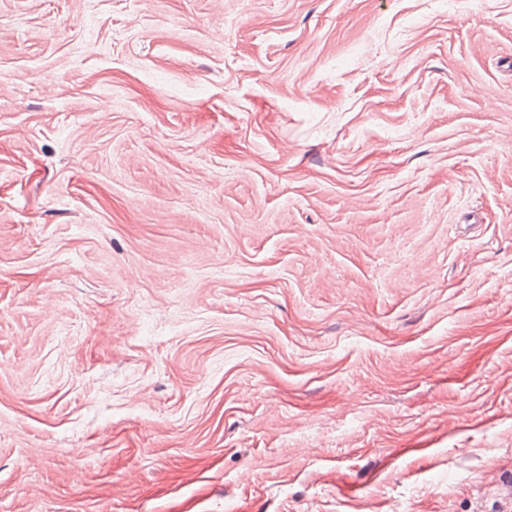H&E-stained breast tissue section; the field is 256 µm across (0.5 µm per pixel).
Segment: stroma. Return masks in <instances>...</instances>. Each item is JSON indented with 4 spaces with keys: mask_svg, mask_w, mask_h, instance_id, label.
<instances>
[{
    "mask_svg": "<svg viewBox=\"0 0 512 512\" xmlns=\"http://www.w3.org/2000/svg\"><path fill=\"white\" fill-rule=\"evenodd\" d=\"M512 0H0V512H504Z\"/></svg>",
    "mask_w": 512,
    "mask_h": 512,
    "instance_id": "stroma-1",
    "label": "stroma"
}]
</instances>
